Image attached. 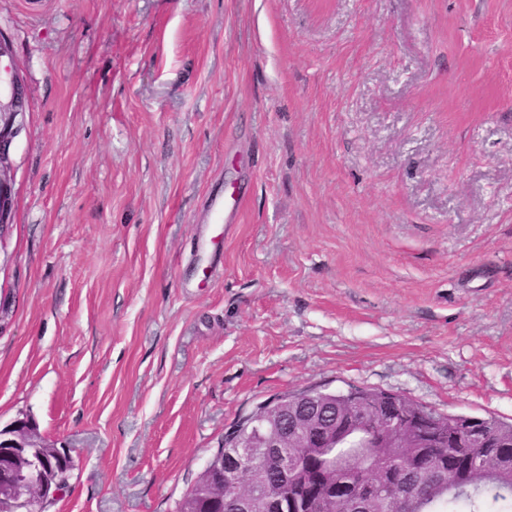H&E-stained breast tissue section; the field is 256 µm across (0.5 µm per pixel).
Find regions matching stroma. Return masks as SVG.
Instances as JSON below:
<instances>
[{"instance_id":"stroma-1","label":"stroma","mask_w":512,"mask_h":512,"mask_svg":"<svg viewBox=\"0 0 512 512\" xmlns=\"http://www.w3.org/2000/svg\"><path fill=\"white\" fill-rule=\"evenodd\" d=\"M0 30V427L72 448L47 512H175L287 392L512 422V0H0ZM26 85L18 69L11 40L0 30V249L15 214L13 147L25 128Z\"/></svg>"}]
</instances>
